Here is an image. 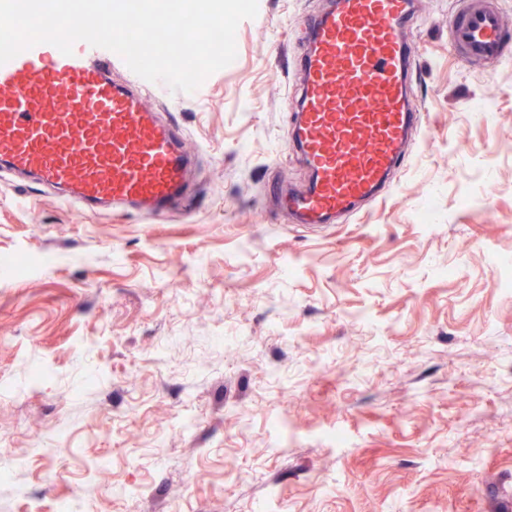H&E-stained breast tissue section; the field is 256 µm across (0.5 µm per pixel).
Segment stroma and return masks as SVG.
Returning a JSON list of instances; mask_svg holds the SVG:
<instances>
[{
  "label": "stroma",
  "mask_w": 512,
  "mask_h": 512,
  "mask_svg": "<svg viewBox=\"0 0 512 512\" xmlns=\"http://www.w3.org/2000/svg\"><path fill=\"white\" fill-rule=\"evenodd\" d=\"M324 0H259L237 57L150 92L198 153L186 210L96 215L0 179V512H499L512 503V60L417 0L427 131L349 224L277 214L290 59ZM494 118L479 121L484 99ZM58 477L46 483L44 471Z\"/></svg>",
  "instance_id": "stroma-1"
}]
</instances>
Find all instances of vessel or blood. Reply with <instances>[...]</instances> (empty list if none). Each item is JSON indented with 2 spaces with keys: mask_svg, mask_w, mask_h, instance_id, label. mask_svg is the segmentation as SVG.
I'll return each mask as SVG.
<instances>
[{
  "mask_svg": "<svg viewBox=\"0 0 512 512\" xmlns=\"http://www.w3.org/2000/svg\"><path fill=\"white\" fill-rule=\"evenodd\" d=\"M414 0H328L296 58L289 151L307 177L269 189L294 224L350 220L389 193L424 133L413 92ZM448 46L483 67L512 55V25L497 0H462ZM121 57L86 42L62 54L37 44L0 65V171L33 175L87 212L163 217L193 195L195 155L181 131L145 111L141 77L119 83Z\"/></svg>",
  "mask_w": 512,
  "mask_h": 512,
  "instance_id": "1",
  "label": "vessel or blood"
}]
</instances>
